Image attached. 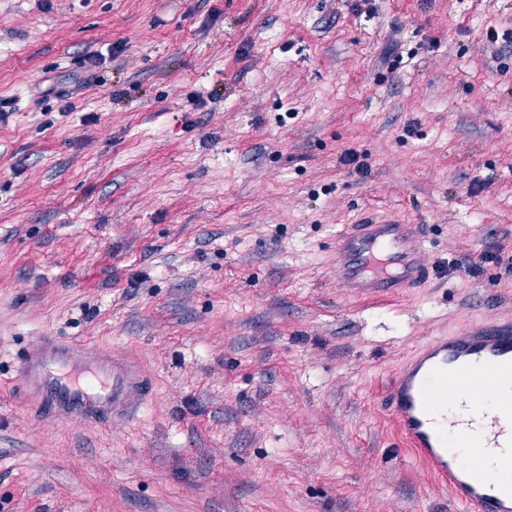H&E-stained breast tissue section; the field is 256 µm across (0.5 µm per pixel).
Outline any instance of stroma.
<instances>
[{
    "label": "stroma",
    "mask_w": 512,
    "mask_h": 512,
    "mask_svg": "<svg viewBox=\"0 0 512 512\" xmlns=\"http://www.w3.org/2000/svg\"><path fill=\"white\" fill-rule=\"evenodd\" d=\"M0 110V512H460L381 397L512 319V0H0ZM383 207L441 273L349 298ZM46 334L139 357L138 418L12 399Z\"/></svg>",
    "instance_id": "obj_1"
}]
</instances>
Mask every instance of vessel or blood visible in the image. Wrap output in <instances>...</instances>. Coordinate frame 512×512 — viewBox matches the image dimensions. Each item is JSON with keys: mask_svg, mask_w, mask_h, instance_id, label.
I'll list each match as a JSON object with an SVG mask.
<instances>
[{"mask_svg": "<svg viewBox=\"0 0 512 512\" xmlns=\"http://www.w3.org/2000/svg\"><path fill=\"white\" fill-rule=\"evenodd\" d=\"M337 284L356 299L400 298L425 286L426 236L393 213L344 225L330 244ZM512 374V323L429 337L399 366L382 399L407 448L447 487L463 512H512V481L460 464L454 436L475 432L484 456L512 457V418L476 407L474 382ZM9 391L39 418L63 425L126 423L144 408L141 365L109 345L44 336L16 355Z\"/></svg>", "mask_w": 512, "mask_h": 512, "instance_id": "vessel-or-blood-1", "label": "vessel or blood"}]
</instances>
